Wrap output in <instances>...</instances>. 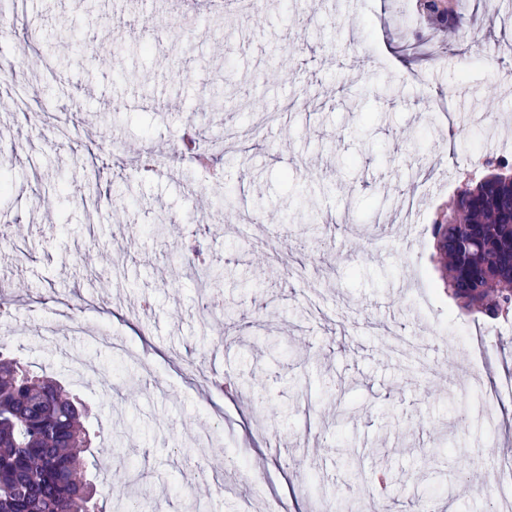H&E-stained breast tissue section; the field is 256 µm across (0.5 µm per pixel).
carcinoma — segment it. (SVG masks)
<instances>
[{
    "label": "carcinoma",
    "instance_id": "carcinoma-1",
    "mask_svg": "<svg viewBox=\"0 0 512 512\" xmlns=\"http://www.w3.org/2000/svg\"><path fill=\"white\" fill-rule=\"evenodd\" d=\"M447 288L465 310L512 313V175L483 177L433 225ZM82 418L56 382L0 359V512H95Z\"/></svg>",
    "mask_w": 512,
    "mask_h": 512
}]
</instances>
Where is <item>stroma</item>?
<instances>
[{
    "label": "stroma",
    "mask_w": 512,
    "mask_h": 512,
    "mask_svg": "<svg viewBox=\"0 0 512 512\" xmlns=\"http://www.w3.org/2000/svg\"><path fill=\"white\" fill-rule=\"evenodd\" d=\"M417 6L296 0L287 22L258 0L221 29L174 0L1 7L18 37L0 53L31 55L0 89V352L89 404L103 512L118 473L150 512H368L384 466L387 512H502L512 321L457 307L431 225L485 159L512 160V8L461 0L480 25L452 40ZM157 147L161 171L133 169ZM93 173L97 197L59 192ZM223 371L250 389L211 387Z\"/></svg>",
    "instance_id": "35a3bbf8"
}]
</instances>
